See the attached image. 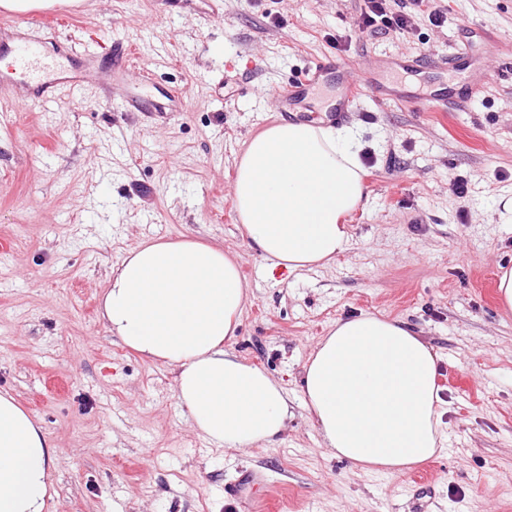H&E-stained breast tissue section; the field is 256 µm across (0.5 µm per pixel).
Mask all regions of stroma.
<instances>
[{
  "label": "stroma",
  "instance_id": "stroma-1",
  "mask_svg": "<svg viewBox=\"0 0 512 512\" xmlns=\"http://www.w3.org/2000/svg\"><path fill=\"white\" fill-rule=\"evenodd\" d=\"M446 20L409 37L349 39L360 0H83L39 30L45 49L95 38L134 47L153 85L187 88L180 112H128L107 75L52 103L0 105V392L31 413L58 451L45 512H411L420 477L427 512H512V312L498 297L512 269V80L464 107L361 96L349 116L371 163L367 202L348 218L346 252L324 268H271L247 243L232 201L243 144L282 117L271 94L327 54L363 77L374 55L461 50V82L487 58L463 23L503 37L512 64V0H437ZM261 97L214 98L224 62ZM467 181L457 198L451 182ZM183 236L238 257L249 301L228 348L277 378L294 412L273 444L248 452L200 438L174 397V371L114 338L101 318L110 269L142 241ZM371 312L406 321L439 355L443 451L403 474L331 457L305 408L302 368L336 319ZM263 474L255 502L225 489Z\"/></svg>",
  "mask_w": 512,
  "mask_h": 512
}]
</instances>
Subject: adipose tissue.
Returning <instances> with one entry per match:
<instances>
[{"mask_svg": "<svg viewBox=\"0 0 512 512\" xmlns=\"http://www.w3.org/2000/svg\"><path fill=\"white\" fill-rule=\"evenodd\" d=\"M353 128L281 121L251 137L233 204L250 247L294 272L343 254V220L366 196ZM247 300L237 257L183 237L143 241L113 266L108 331L175 371V398L198 436L236 450L284 433L288 394L225 346ZM439 357L404 321L339 319L302 369L305 406L330 455L366 472L404 473L441 451ZM57 451L33 416L0 394V512H44Z\"/></svg>", "mask_w": 512, "mask_h": 512, "instance_id": "adipose-tissue-1", "label": "adipose tissue"}]
</instances>
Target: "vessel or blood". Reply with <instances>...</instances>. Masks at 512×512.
Returning <instances> with one entry per match:
<instances>
[{
  "label": "vessel or blood",
  "mask_w": 512,
  "mask_h": 512,
  "mask_svg": "<svg viewBox=\"0 0 512 512\" xmlns=\"http://www.w3.org/2000/svg\"><path fill=\"white\" fill-rule=\"evenodd\" d=\"M58 21V16L53 14H26L0 24V58L9 60L12 73L10 82L24 87L25 102H50L56 100L62 90L81 89L86 75L95 67L98 52L88 45L79 47L75 43L67 42L58 46L54 54L45 53L35 32L41 28L52 27ZM455 66L456 59L452 56L432 61L419 55L385 54L379 56L375 63L376 71L391 70L406 77L419 75L431 67L448 70ZM348 69V62L334 55L306 66L298 79L285 83L277 91L280 111L288 114L296 112L312 89L332 80L337 81L339 93L330 116L339 122L347 119L360 94L367 87L372 88L381 99L392 97L403 103L415 100L414 95L402 88L379 82L375 78L365 85L349 79ZM501 76V71L490 70L486 65L480 66L471 70L467 78L452 92L431 94L426 97L425 103L434 112L452 111L477 89ZM138 81L143 92L129 100V109L133 112L169 110L178 106L187 95L185 89L173 88L157 99L145 92L150 85L148 74L139 73Z\"/></svg>",
  "instance_id": "obj_1"
}]
</instances>
